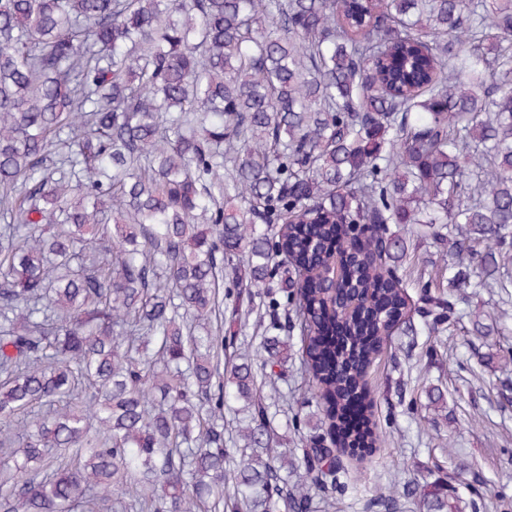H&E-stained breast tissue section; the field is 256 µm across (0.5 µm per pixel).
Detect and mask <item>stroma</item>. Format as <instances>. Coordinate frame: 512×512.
I'll return each instance as SVG.
<instances>
[{
	"instance_id": "1",
	"label": "stroma",
	"mask_w": 512,
	"mask_h": 512,
	"mask_svg": "<svg viewBox=\"0 0 512 512\" xmlns=\"http://www.w3.org/2000/svg\"><path fill=\"white\" fill-rule=\"evenodd\" d=\"M419 333L394 335L368 365L370 420L378 434L374 447L336 452L338 485L326 512H379L374 500L393 480L446 483L459 512H500L512 502V302L481 294L474 306L506 311V330L477 335L469 319L423 329L426 303L405 269ZM312 377L299 354L276 384H259L271 401L274 433L289 435Z\"/></svg>"
}]
</instances>
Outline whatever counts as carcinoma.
Segmentation results:
<instances>
[{"label":"carcinoma","instance_id":"obj_1","mask_svg":"<svg viewBox=\"0 0 512 512\" xmlns=\"http://www.w3.org/2000/svg\"><path fill=\"white\" fill-rule=\"evenodd\" d=\"M427 243L429 332L512 288V0H0V512L313 508L336 473L288 486L253 366L220 370V281L231 321L287 317L261 375L301 336L336 442L371 448L364 371ZM229 406H226L224 408V440L226 442L227 447L234 450L236 445H234V441H237V448L238 445L242 446L243 441L240 439L238 440V430L245 425L244 422L239 423V420L237 419V416L234 415L233 409L240 406V404L235 403L234 401H230ZM232 410H231V409Z\"/></svg>","mask_w":512,"mask_h":512}]
</instances>
